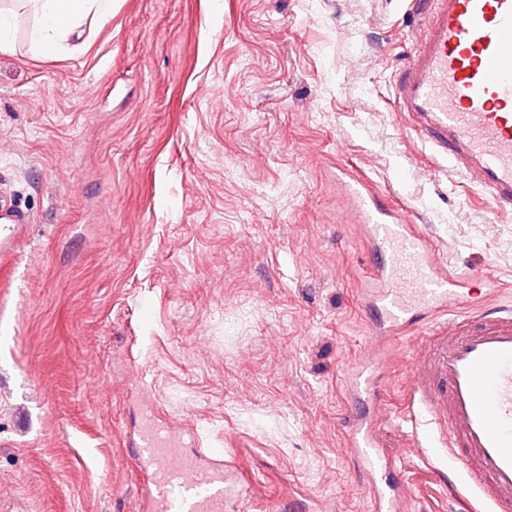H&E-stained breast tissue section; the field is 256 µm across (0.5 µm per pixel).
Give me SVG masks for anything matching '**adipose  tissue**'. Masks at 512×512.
<instances>
[{
    "instance_id": "obj_1",
    "label": "adipose tissue",
    "mask_w": 512,
    "mask_h": 512,
    "mask_svg": "<svg viewBox=\"0 0 512 512\" xmlns=\"http://www.w3.org/2000/svg\"><path fill=\"white\" fill-rule=\"evenodd\" d=\"M38 18L33 42L52 52L79 29L87 16H104L105 0H27Z\"/></svg>"
}]
</instances>
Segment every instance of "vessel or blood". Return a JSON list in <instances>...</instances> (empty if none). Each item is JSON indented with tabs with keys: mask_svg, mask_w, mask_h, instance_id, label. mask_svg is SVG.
I'll return each instance as SVG.
<instances>
[{
	"mask_svg": "<svg viewBox=\"0 0 512 512\" xmlns=\"http://www.w3.org/2000/svg\"><path fill=\"white\" fill-rule=\"evenodd\" d=\"M424 31L394 86L405 131L494 203L512 209V0H423ZM350 221L370 244L371 287L362 300L376 344L412 336L418 367L405 415L430 447L446 449L475 492L476 512H512V305L470 302L458 276L438 265L421 225L388 206L365 174L339 170ZM26 214L0 206V258L24 235ZM376 363L348 369L353 406L345 411L354 468L370 478L376 505H394L401 483L377 448L368 405L382 400ZM145 478L141 512H170L179 489L184 512H228L236 471L220 448L186 451L181 438L142 419L132 448Z\"/></svg>",
	"mask_w": 512,
	"mask_h": 512,
	"instance_id": "b4317fda",
	"label": "vessel or blood"
}]
</instances>
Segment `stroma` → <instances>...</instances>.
Returning a JSON list of instances; mask_svg holds the SVG:
<instances>
[{"instance_id":"35a3bbf8","label":"stroma","mask_w":512,"mask_h":512,"mask_svg":"<svg viewBox=\"0 0 512 512\" xmlns=\"http://www.w3.org/2000/svg\"><path fill=\"white\" fill-rule=\"evenodd\" d=\"M112 0L55 53L0 0V202L30 217L0 259V512H129L150 394L190 448L253 485L241 512H375L345 446L344 378L377 354L360 310L369 245L336 169L401 194L436 255L512 302V211L440 164L390 106L422 30L409 0ZM374 436L403 512H468L454 463Z\"/></svg>"}]
</instances>
